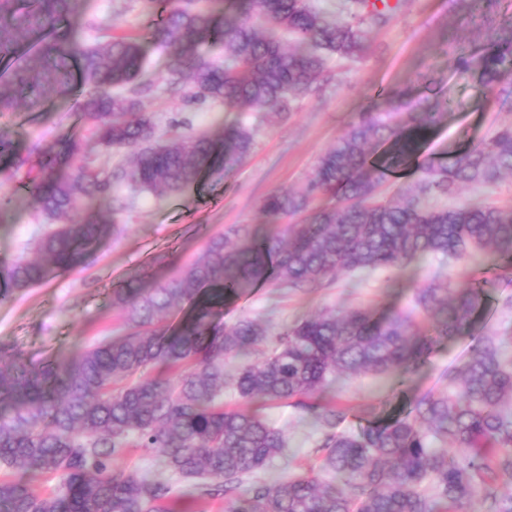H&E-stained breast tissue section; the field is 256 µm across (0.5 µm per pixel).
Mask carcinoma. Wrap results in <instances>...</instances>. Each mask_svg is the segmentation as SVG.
<instances>
[{"label":"carcinoma","instance_id":"1","mask_svg":"<svg viewBox=\"0 0 512 512\" xmlns=\"http://www.w3.org/2000/svg\"><path fill=\"white\" fill-rule=\"evenodd\" d=\"M146 2L142 35L81 43L72 22L86 14L87 0H0V53L21 51L0 74V116L21 103L36 109L78 79L79 112L93 122L96 145L127 153L110 173L97 171L74 137L42 154L30 191L40 214L56 221L37 243L46 262H15L0 300L81 265L127 208L114 184L172 195L251 152L253 131L243 124L218 136L155 139L154 118L141 111L154 90L144 78L146 40L168 51V91L189 78L194 95L227 110L248 105L285 118L333 60L362 56L368 33L395 11L389 0H346L336 12L315 0ZM210 40L223 61L201 51ZM456 66L511 98L512 26ZM446 112L448 100L438 97L417 112L360 113L298 189L264 200L274 230L260 236L237 225L154 287L130 280L114 289L127 334L77 352L62 369L29 370L1 345L0 469L57 475L61 484L41 493L1 478L0 512H169L180 486L191 502L224 496L227 512H466L475 496L490 502V512H512V493L502 492L512 485V331L474 335L497 283L512 281V208L435 203L512 175V123L450 165L419 164L410 189L385 188L419 158ZM95 201L106 213L91 210ZM284 216L301 220L282 224ZM488 249L501 258L490 269L482 262ZM426 256L465 267L456 281L417 289L421 324L398 309L326 308L273 335L260 319L227 325L217 318L256 288H317L338 273L401 271ZM177 313L175 327L158 325L161 315ZM463 336L473 338L471 355L444 389L393 411L391 398H382L355 433L338 430L342 409L318 400L358 375L391 376L405 387L436 345ZM226 389L245 403L294 401L320 433V472L240 492L246 478L285 455L288 441L260 415L224 408ZM130 448L156 453L160 470L112 468Z\"/></svg>","mask_w":512,"mask_h":512}]
</instances>
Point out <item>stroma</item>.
I'll return each mask as SVG.
<instances>
[{"label": "stroma", "instance_id": "obj_1", "mask_svg": "<svg viewBox=\"0 0 512 512\" xmlns=\"http://www.w3.org/2000/svg\"><path fill=\"white\" fill-rule=\"evenodd\" d=\"M87 17L94 22V35L133 36L141 33L146 10L143 0H89ZM510 24L507 0L493 8L485 0H473L466 9L450 0H403L387 25L370 31L369 48L361 58L332 62L336 81L321 94L294 102L280 121L246 108L228 112L222 103L200 101L188 92L170 97L163 89L166 53L156 43H145L146 73L157 91L143 110L153 115L159 131L215 133L243 123L254 130V148L230 172L211 170L178 194H131L111 237L82 266L54 273L43 285L0 303V344L11 348L24 366L38 368L63 363L102 337L121 335L124 313L112 303L113 288L131 279L152 286L196 257L209 238L239 224L263 227L265 197L300 186L319 155L359 112L386 110L399 96L413 108L423 99L444 96L448 114L430 133L423 159L448 161L453 151L485 140L496 126L512 122V100H502L478 75L457 70L455 62L485 44L494 28ZM77 101L76 92L68 90L38 110L21 108L4 117L15 134L16 156L0 158V193L13 198L11 210L0 219V288L15 261L37 258L36 240L47 227L30 193L39 149L65 135L89 136ZM450 272V266L428 259L403 272L361 281L340 274L329 287L314 292L259 288L225 307L224 320L260 318L275 332L325 308L409 310L417 288L447 281ZM472 346L468 337L440 345L415 376L412 392L440 389L448 373L463 367ZM398 391L396 379L386 376L337 381L330 396L348 411L342 430L358 431L359 409ZM261 413L285 431L288 453L258 473L257 481L273 485L318 468L319 433L300 419L296 408L270 403Z\"/></svg>", "mask_w": 512, "mask_h": 512}]
</instances>
